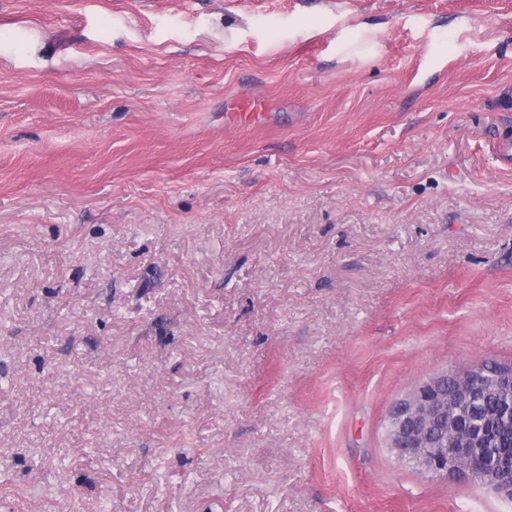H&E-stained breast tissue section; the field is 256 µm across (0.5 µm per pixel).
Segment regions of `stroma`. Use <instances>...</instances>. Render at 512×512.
<instances>
[{"label": "stroma", "mask_w": 512, "mask_h": 512, "mask_svg": "<svg viewBox=\"0 0 512 512\" xmlns=\"http://www.w3.org/2000/svg\"><path fill=\"white\" fill-rule=\"evenodd\" d=\"M507 141L512 0H0V512H506L387 420L512 365Z\"/></svg>", "instance_id": "obj_1"}]
</instances>
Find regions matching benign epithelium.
I'll return each instance as SVG.
<instances>
[{"instance_id":"obj_1","label":"benign epithelium","mask_w":512,"mask_h":512,"mask_svg":"<svg viewBox=\"0 0 512 512\" xmlns=\"http://www.w3.org/2000/svg\"><path fill=\"white\" fill-rule=\"evenodd\" d=\"M444 380L439 376L419 385L395 407L388 423L391 448L430 476L470 478L480 471L487 487L511 500L512 447L491 454L486 443L497 437V419L512 420V365L501 367L489 382L482 367L452 378L449 388ZM486 389L498 395L493 419H460L461 403Z\"/></svg>"}]
</instances>
